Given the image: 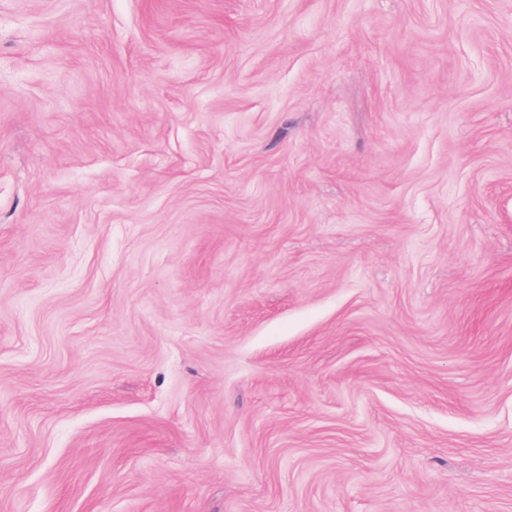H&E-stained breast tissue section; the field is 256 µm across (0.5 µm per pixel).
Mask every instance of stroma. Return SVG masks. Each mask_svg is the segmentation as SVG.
I'll use <instances>...</instances> for the list:
<instances>
[{
  "mask_svg": "<svg viewBox=\"0 0 512 512\" xmlns=\"http://www.w3.org/2000/svg\"><path fill=\"white\" fill-rule=\"evenodd\" d=\"M0 512H512V0H0Z\"/></svg>",
  "mask_w": 512,
  "mask_h": 512,
  "instance_id": "obj_1",
  "label": "stroma"
}]
</instances>
